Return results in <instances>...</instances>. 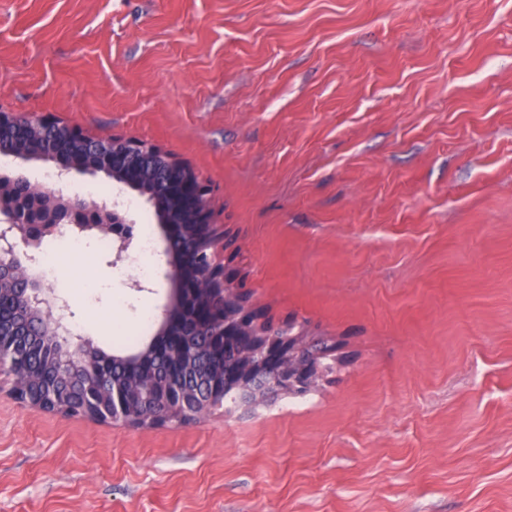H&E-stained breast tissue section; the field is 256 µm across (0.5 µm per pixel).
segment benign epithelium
<instances>
[{
  "label": "benign epithelium",
  "instance_id": "1",
  "mask_svg": "<svg viewBox=\"0 0 512 512\" xmlns=\"http://www.w3.org/2000/svg\"><path fill=\"white\" fill-rule=\"evenodd\" d=\"M5 139L11 146H0L1 154L50 161L62 174L73 169L110 174L113 181L153 204L164 243L161 275L167 294L149 350L173 353L188 372L198 351L197 337L204 336L219 352L226 341L237 347L240 365L224 378L240 386L252 384L271 369L279 392L298 393L317 382L314 343L293 332L288 322L261 326L250 301L239 297L240 282L215 262V254L230 251L233 242L225 236L224 226L213 222L211 186L190 165L136 138L88 137L41 112L26 113L23 123L17 113L0 109V142ZM64 225L86 234L108 233L126 245L135 231L116 201L108 205L61 189L48 190L22 175L0 182V301L13 310L9 335L29 338L32 327L41 326L39 336L49 344L50 365L59 383L80 381L91 420L153 428L219 407L213 387L170 391L147 380L127 390L114 384L111 371L94 360L92 343L71 340L54 284L37 270L41 244ZM187 238L193 241L189 250L179 246ZM20 350L18 343L0 339L1 371H12ZM13 393L34 409L64 414L54 388L41 392L20 383Z\"/></svg>",
  "mask_w": 512,
  "mask_h": 512
}]
</instances>
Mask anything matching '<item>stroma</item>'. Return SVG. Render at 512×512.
Instances as JSON below:
<instances>
[{"instance_id": "obj_1", "label": "stroma", "mask_w": 512, "mask_h": 512, "mask_svg": "<svg viewBox=\"0 0 512 512\" xmlns=\"http://www.w3.org/2000/svg\"><path fill=\"white\" fill-rule=\"evenodd\" d=\"M0 109L188 163L252 303L337 344L305 393L155 429L0 372V512H512V0H0ZM113 270L56 283L109 354L91 309L135 333L166 294ZM13 393L16 399L21 400L34 409L43 412L64 414V410L57 405V393L55 388H49L43 392H40L36 388L29 390L23 383L16 384L14 380Z\"/></svg>"}]
</instances>
